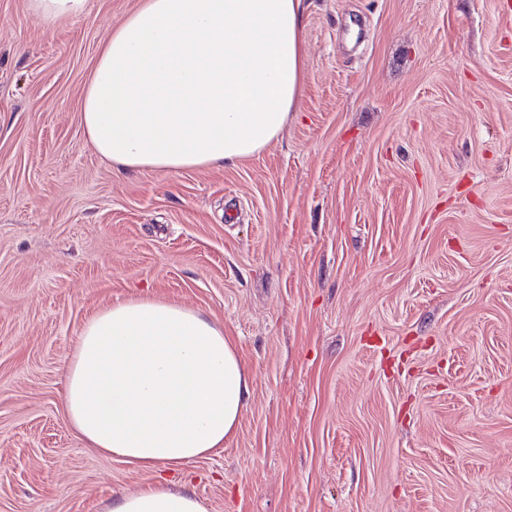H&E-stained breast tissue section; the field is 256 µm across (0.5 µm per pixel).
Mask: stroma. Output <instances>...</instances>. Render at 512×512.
<instances>
[{
    "instance_id": "obj_1",
    "label": "stroma",
    "mask_w": 512,
    "mask_h": 512,
    "mask_svg": "<svg viewBox=\"0 0 512 512\" xmlns=\"http://www.w3.org/2000/svg\"><path fill=\"white\" fill-rule=\"evenodd\" d=\"M141 0H0V512L167 481L207 512H512V0H308L282 135L120 170L85 85ZM157 297L252 380L223 448L147 471L71 427L85 322ZM32 10L48 22L85 16L87 0H29Z\"/></svg>"
}]
</instances>
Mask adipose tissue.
<instances>
[{
  "label": "adipose tissue",
  "instance_id": "adipose-tissue-1",
  "mask_svg": "<svg viewBox=\"0 0 512 512\" xmlns=\"http://www.w3.org/2000/svg\"><path fill=\"white\" fill-rule=\"evenodd\" d=\"M303 0H142L103 43L81 124L128 171L234 164L282 133L304 81ZM250 377L223 327L157 298L118 302L83 326L64 406L86 442L146 470L223 447ZM104 512H206L167 483Z\"/></svg>",
  "mask_w": 512,
  "mask_h": 512
}]
</instances>
